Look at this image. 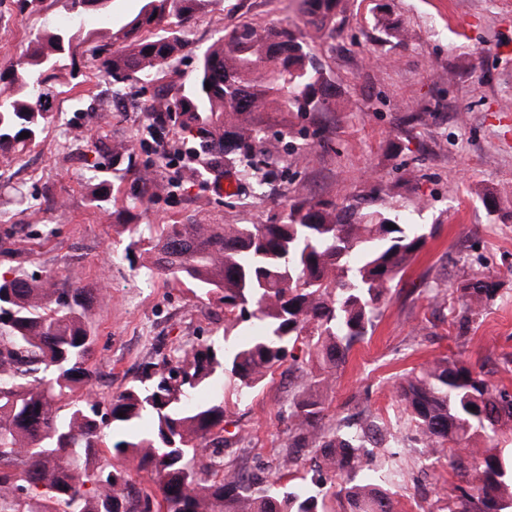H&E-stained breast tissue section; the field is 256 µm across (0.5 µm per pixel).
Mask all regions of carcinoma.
Returning <instances> with one entry per match:
<instances>
[{"instance_id": "obj_1", "label": "carcinoma", "mask_w": 512, "mask_h": 512, "mask_svg": "<svg viewBox=\"0 0 512 512\" xmlns=\"http://www.w3.org/2000/svg\"><path fill=\"white\" fill-rule=\"evenodd\" d=\"M108 0H64L65 26H49L0 70V155L38 138L50 118L53 84L64 61L76 66L87 42L82 21ZM123 27L124 49H90L115 88L151 82L185 45L186 25L210 0H141ZM303 22L336 33L337 0H301ZM210 87H205V84ZM329 76L304 36L289 25L244 21L224 31L199 58L194 80L174 95L145 101L149 133L170 123L191 158L216 155L261 190L288 162V120L268 134L270 112H330ZM29 136L23 137L21 133ZM138 175L125 212L152 194ZM392 223L396 228L390 229ZM134 245L150 257L144 274L161 273L224 306L223 333L159 362L108 400L95 390L89 299L59 288L55 275L19 270L0 276V512H328L343 488L349 512H395L380 484L373 421L354 429L325 426V403L307 394L331 388L353 343L372 330L382 299L426 244L399 215L357 212L298 198L270 224L134 225ZM500 283L482 274L460 288L468 323L493 301ZM302 344L304 359L294 355ZM305 373L304 391L288 402L285 470L315 453L312 476L241 477L224 467V402L200 396L229 375L239 397L257 390L287 359ZM423 447L448 453L462 477L448 512L512 509V458L477 437L512 422V394L472 366L442 356L396 388ZM123 416H118V413ZM150 475L137 487L120 461ZM119 463H114V460ZM222 477H217L218 471Z\"/></svg>"}]
</instances>
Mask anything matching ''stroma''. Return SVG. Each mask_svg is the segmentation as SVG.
Wrapping results in <instances>:
<instances>
[{"instance_id":"stroma-1","label":"stroma","mask_w":512,"mask_h":512,"mask_svg":"<svg viewBox=\"0 0 512 512\" xmlns=\"http://www.w3.org/2000/svg\"><path fill=\"white\" fill-rule=\"evenodd\" d=\"M139 6L111 0L86 27L99 43L121 49L113 35ZM66 17L61 0H45L38 15L0 0V69L45 24ZM246 20L302 23L294 0H210L185 31L187 47L155 84L114 90L82 58L78 78L62 73L52 121L0 172V274L55 272L59 287L85 289L96 390L108 399L136 379L143 362L200 343L224 323L217 300L130 266L129 219L121 203L93 201L98 182L126 186L132 172H152L156 189L138 209L142 224H266L302 197L408 215L425 228L427 244L388 292L372 331L351 347L325 399L324 421L371 416L384 433L376 464L399 472L389 485L397 512H445L459 478L405 424L396 386L448 354L512 391V0H346L335 38L307 30L336 88V109L289 113L288 139L299 159L262 199L243 185L221 190L228 172L200 177L178 159L161 158L142 110L156 87L192 81L198 53ZM384 22L408 29L409 39L381 42ZM123 140L133 143L130 171L117 173L108 160L91 168L97 153ZM489 192L498 201L493 213L483 203ZM481 274L496 276L500 290L460 329V289ZM295 384L285 365L244 402L233 380L210 383L207 395L226 409V464L246 475L278 469Z\"/></svg>"}]
</instances>
